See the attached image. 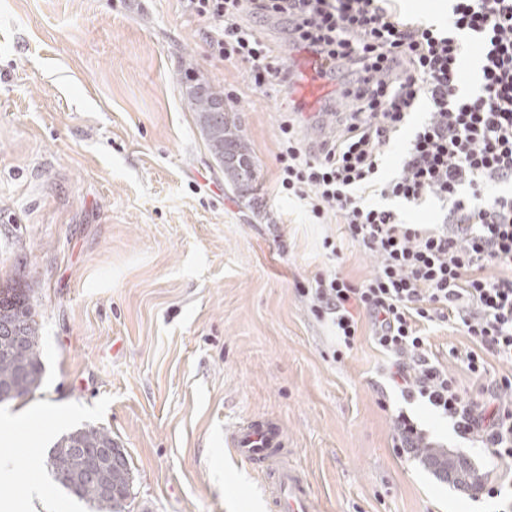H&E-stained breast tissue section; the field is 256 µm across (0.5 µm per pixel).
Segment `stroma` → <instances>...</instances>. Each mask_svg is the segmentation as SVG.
Masks as SVG:
<instances>
[{"label":"stroma","instance_id":"obj_1","mask_svg":"<svg viewBox=\"0 0 512 512\" xmlns=\"http://www.w3.org/2000/svg\"><path fill=\"white\" fill-rule=\"evenodd\" d=\"M209 31L183 0H0V287L25 290L43 365L39 389L0 410L67 409L0 439V458L17 482L36 478L53 512H89L47 460L63 435L102 427L132 467L130 512H269L261 468L216 440L267 417L284 426L317 512H497L394 448L401 408L434 447L495 476L448 421L404 402L369 327L333 360L331 327L300 294L321 273L359 282L375 268L341 220L312 223L278 182L282 120L294 116L312 145L335 133L343 102L309 112L285 88L252 86ZM188 70L223 91L244 130L249 192L208 152ZM426 334L472 389L448 356L470 339L439 321Z\"/></svg>","mask_w":512,"mask_h":512}]
</instances>
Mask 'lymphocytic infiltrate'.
Returning <instances> with one entry per match:
<instances>
[{
    "label": "lymphocytic infiltrate",
    "mask_w": 512,
    "mask_h": 512,
    "mask_svg": "<svg viewBox=\"0 0 512 512\" xmlns=\"http://www.w3.org/2000/svg\"><path fill=\"white\" fill-rule=\"evenodd\" d=\"M211 25L224 60L248 63L258 88L288 76L256 25L279 17L288 41L329 63L347 102L336 135L304 143L281 124L279 183L324 224L342 214L352 242L376 257L362 282L340 272L305 289L311 310L352 349L362 322L393 357L389 379L408 401H425L454 432L493 460L512 461V0H454L446 28L400 19L388 0H185ZM477 41L479 85L462 93L464 45ZM427 103L399 167L380 176L385 150L410 112ZM380 204H373V197ZM389 199L448 203L438 224H408ZM450 322L473 350L461 362L474 380L461 391L434 362L423 326Z\"/></svg>",
    "instance_id": "f902f5d3"
}]
</instances>
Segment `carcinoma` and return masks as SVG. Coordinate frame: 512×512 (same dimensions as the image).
Here are the masks:
<instances>
[{
  "label": "carcinoma",
  "instance_id": "obj_1",
  "mask_svg": "<svg viewBox=\"0 0 512 512\" xmlns=\"http://www.w3.org/2000/svg\"><path fill=\"white\" fill-rule=\"evenodd\" d=\"M185 97L196 115L208 151L224 167L228 181L238 191L251 185L257 172L250 145L235 113L224 110V92L197 82L186 85ZM42 374L34 314L26 295L9 288L0 295V386L13 388L11 400L27 396L39 388ZM104 449L119 456L125 454L108 430L95 426L77 428L55 444L49 456L51 472L62 488L91 504L96 512H125L132 484L130 464H125L123 476L107 497L85 475L91 455ZM422 454L428 465L446 479L462 484L470 477V469L444 451L424 448Z\"/></svg>",
  "mask_w": 512,
  "mask_h": 512
}]
</instances>
